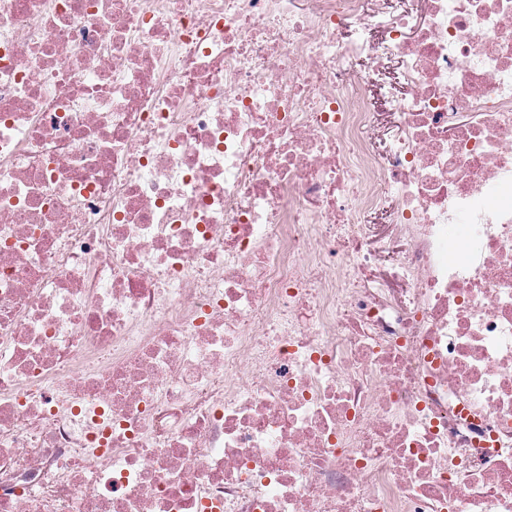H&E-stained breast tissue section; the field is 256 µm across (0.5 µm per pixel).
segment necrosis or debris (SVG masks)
<instances>
[{
    "mask_svg": "<svg viewBox=\"0 0 512 512\" xmlns=\"http://www.w3.org/2000/svg\"><path fill=\"white\" fill-rule=\"evenodd\" d=\"M0 512H512V0H0Z\"/></svg>",
    "mask_w": 512,
    "mask_h": 512,
    "instance_id": "obj_1",
    "label": "necrosis or debris"
}]
</instances>
